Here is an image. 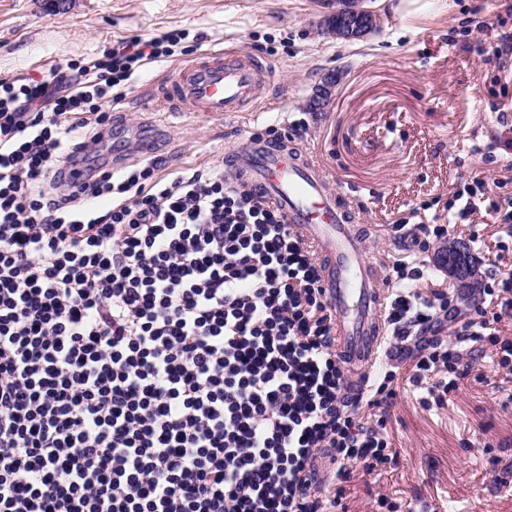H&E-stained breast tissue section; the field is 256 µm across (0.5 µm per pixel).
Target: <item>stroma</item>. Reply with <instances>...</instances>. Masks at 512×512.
Masks as SVG:
<instances>
[{
    "instance_id": "1",
    "label": "stroma",
    "mask_w": 512,
    "mask_h": 512,
    "mask_svg": "<svg viewBox=\"0 0 512 512\" xmlns=\"http://www.w3.org/2000/svg\"><path fill=\"white\" fill-rule=\"evenodd\" d=\"M380 30L346 42L319 30L317 0H0V79L45 75L103 53L115 41L188 32L200 50L248 53L268 69L261 96L223 121L153 111L156 82L175 78L192 53L134 77L118 117L128 133L115 168L166 159L173 169L220 167L245 139L303 123L288 147L324 165L330 189L356 214L366 252L383 268L413 262L397 224H445L481 257L512 268V0H373ZM493 21L483 33L482 21ZM337 76L325 112L304 103ZM489 181L476 212L459 216L471 176ZM444 402L401 391L386 433L395 463L346 485L347 512H512V373L492 350ZM388 496L390 507L378 503Z\"/></svg>"
}]
</instances>
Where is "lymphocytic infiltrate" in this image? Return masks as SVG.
<instances>
[{
  "mask_svg": "<svg viewBox=\"0 0 512 512\" xmlns=\"http://www.w3.org/2000/svg\"><path fill=\"white\" fill-rule=\"evenodd\" d=\"M186 37L0 80V512H335L356 469L394 460L395 380L447 395L470 374L439 336L446 292L396 265L384 318L402 368L352 394L315 252L261 193L220 168L90 157L138 69ZM482 293L459 334L512 371L493 330L512 271Z\"/></svg>",
  "mask_w": 512,
  "mask_h": 512,
  "instance_id": "1",
  "label": "lymphocytic infiltrate"
}]
</instances>
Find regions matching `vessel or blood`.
Returning a JSON list of instances; mask_svg holds the SVG:
<instances>
[{"instance_id": "1", "label": "vessel or blood", "mask_w": 512, "mask_h": 512, "mask_svg": "<svg viewBox=\"0 0 512 512\" xmlns=\"http://www.w3.org/2000/svg\"><path fill=\"white\" fill-rule=\"evenodd\" d=\"M268 71L255 57L234 61L212 51L186 65L178 77L161 84L156 96L169 112H191L215 120L255 101ZM236 172L287 216L294 228L315 245L320 276L335 324L336 351L354 375L370 373L382 340L386 296L380 267L364 250L348 213L327 186L326 171L305 162L287 147L248 140L235 150Z\"/></svg>"}]
</instances>
